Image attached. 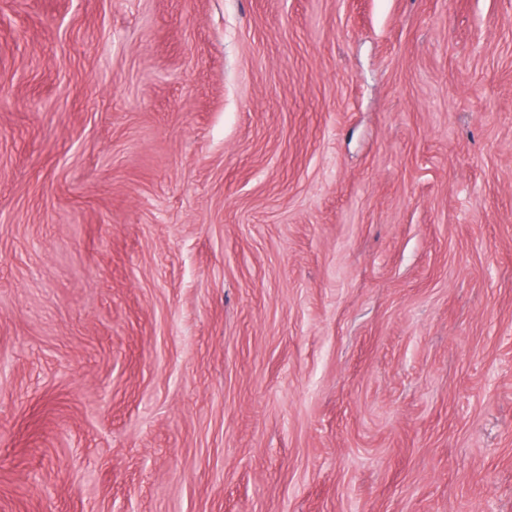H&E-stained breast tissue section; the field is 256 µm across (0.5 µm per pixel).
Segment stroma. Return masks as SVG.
<instances>
[{"instance_id": "35a3bbf8", "label": "stroma", "mask_w": 512, "mask_h": 512, "mask_svg": "<svg viewBox=\"0 0 512 512\" xmlns=\"http://www.w3.org/2000/svg\"><path fill=\"white\" fill-rule=\"evenodd\" d=\"M0 512H512V0H0Z\"/></svg>"}]
</instances>
